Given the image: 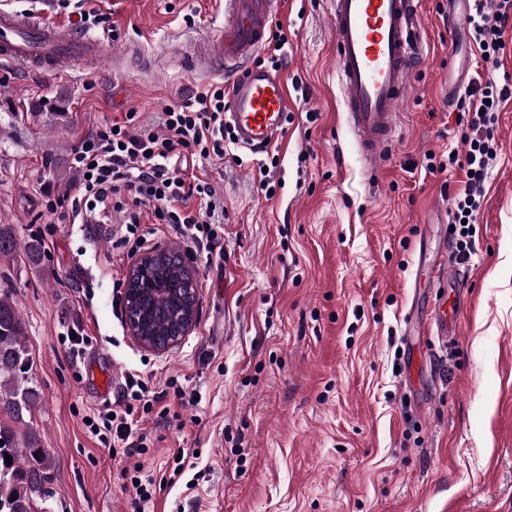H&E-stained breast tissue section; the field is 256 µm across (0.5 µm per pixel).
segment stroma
I'll return each instance as SVG.
<instances>
[{"label": "stroma", "mask_w": 512, "mask_h": 512, "mask_svg": "<svg viewBox=\"0 0 512 512\" xmlns=\"http://www.w3.org/2000/svg\"><path fill=\"white\" fill-rule=\"evenodd\" d=\"M69 23L94 11L86 35L108 36L94 71L28 72L0 63V224L42 236L41 268L0 260L26 325L41 401L31 424L55 467L44 512H134L120 459L84 424L118 406L135 374L158 401L142 415L141 461L155 483L144 512H512V99L495 126L485 197L465 263L471 304L438 348L435 370H403L432 289L416 287L421 245L449 233L427 209L452 203L465 151L448 104L446 0H422L425 54L409 77L392 162L369 179L344 117L329 0H284L280 64L295 100L272 153V195L258 191L259 156L228 142L223 159L175 176L209 182L224 208L217 240L186 242L141 216L146 248L176 247L196 276L197 320L158 353L124 319L127 270L117 213L71 223L47 200L53 180L104 121L162 131L165 106L223 84L194 75L181 54L218 35L219 0H7ZM65 98L59 119L34 103ZM80 329V355L64 339ZM112 376L94 395L93 373ZM186 466L175 472L174 457Z\"/></svg>", "instance_id": "1"}]
</instances>
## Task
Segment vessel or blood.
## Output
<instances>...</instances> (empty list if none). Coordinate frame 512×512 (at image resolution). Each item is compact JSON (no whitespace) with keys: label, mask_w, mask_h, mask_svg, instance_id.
Returning <instances> with one entry per match:
<instances>
[{"label":"vessel or blood","mask_w":512,"mask_h":512,"mask_svg":"<svg viewBox=\"0 0 512 512\" xmlns=\"http://www.w3.org/2000/svg\"><path fill=\"white\" fill-rule=\"evenodd\" d=\"M336 78L343 93L345 121L368 173L384 168L393 155L397 118L408 75L423 53L422 0H329ZM281 0H224V30L189 52L190 72L222 71L227 84L224 120L239 147L255 153L274 146L294 102L282 72L257 65ZM472 0H448L450 31L468 32ZM106 52L102 39L78 35L64 23L0 9V61L29 69L57 71L71 62L95 66ZM430 285L447 288L435 298L429 332L445 339L456 331L466 281L447 247L424 253Z\"/></svg>","instance_id":"b4317fda"}]
</instances>
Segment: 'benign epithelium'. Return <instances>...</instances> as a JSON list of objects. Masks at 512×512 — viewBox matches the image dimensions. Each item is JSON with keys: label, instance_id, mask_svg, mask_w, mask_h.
Masks as SVG:
<instances>
[{"label": "benign epithelium", "instance_id": "7a95c632", "mask_svg": "<svg viewBox=\"0 0 512 512\" xmlns=\"http://www.w3.org/2000/svg\"><path fill=\"white\" fill-rule=\"evenodd\" d=\"M168 259L165 250L152 248L142 253L129 266L127 273V288L130 294L129 305L125 306V318L131 336L143 347L163 352L178 343V339L187 335L193 328L197 319V310L191 306L176 316L169 333L176 335V339L169 340L165 345L157 344L156 333L151 327L149 311L137 304L138 298L145 300L151 296L169 290L168 281L163 268Z\"/></svg>", "mask_w": 512, "mask_h": 512}]
</instances>
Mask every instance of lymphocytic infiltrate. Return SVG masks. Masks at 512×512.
I'll return each instance as SVG.
<instances>
[{
	"label": "lymphocytic infiltrate",
	"mask_w": 512,
	"mask_h": 512,
	"mask_svg": "<svg viewBox=\"0 0 512 512\" xmlns=\"http://www.w3.org/2000/svg\"><path fill=\"white\" fill-rule=\"evenodd\" d=\"M511 21L512 0H475L470 29L483 61L496 58L502 48V29ZM510 98L512 82L500 84L490 77L475 82L456 103L467 149L464 154L449 158L448 165L466 176L463 191L455 197V222L460 226L456 255L463 263L471 257L469 229L481 206L489 162L496 154L497 113L501 103ZM224 108V90L215 86L195 100L166 106L164 132H134L116 122L97 127L81 141L71 158V165L80 176L70 201L72 219L80 220L83 210L93 205L113 206L115 211L124 213L123 240L136 252L143 245L138 233L139 210L149 205L159 221L175 225L186 241L217 239L222 217L210 200V186L201 180L192 183L172 176L171 167L186 154L202 160L223 158ZM193 197L205 200L204 215L188 210L187 203ZM124 398L125 410L112 415L99 411L92 416L89 431L104 449L133 459L132 437L138 426L133 404L138 401L148 409L152 401L145 383L132 376L126 381ZM130 481L139 502H148L153 473L142 462L134 461Z\"/></svg>",
	"instance_id": "1"
}]
</instances>
